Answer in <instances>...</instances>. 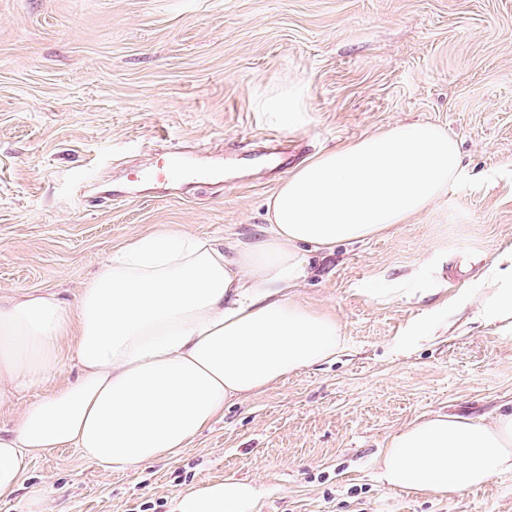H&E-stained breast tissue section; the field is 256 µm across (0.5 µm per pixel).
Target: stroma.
Instances as JSON below:
<instances>
[{
	"mask_svg": "<svg viewBox=\"0 0 512 512\" xmlns=\"http://www.w3.org/2000/svg\"><path fill=\"white\" fill-rule=\"evenodd\" d=\"M305 91L292 129L261 101ZM428 121L467 176L410 223L308 252L298 292L332 308L334 361L230 404L172 461L111 474L77 449L27 458L0 512H173L190 488L261 486L260 512H512V475L451 499L377 485L369 462L432 412L512 408V327L436 306L477 302L512 244V0H0V295L75 304L133 236L261 237L288 168L343 142ZM287 135L290 160L247 157ZM207 145L209 180L128 181L156 150ZM430 314L433 336L408 339Z\"/></svg>",
	"mask_w": 512,
	"mask_h": 512,
	"instance_id": "stroma-1",
	"label": "stroma"
}]
</instances>
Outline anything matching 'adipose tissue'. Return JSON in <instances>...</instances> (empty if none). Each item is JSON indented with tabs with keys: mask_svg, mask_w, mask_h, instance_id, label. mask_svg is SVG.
Returning <instances> with one entry per match:
<instances>
[{
	"mask_svg": "<svg viewBox=\"0 0 512 512\" xmlns=\"http://www.w3.org/2000/svg\"><path fill=\"white\" fill-rule=\"evenodd\" d=\"M466 174L456 140L412 121L342 143L290 172L267 201L265 236L221 245L176 230L130 238L75 307L50 292L0 297V403L46 383L59 354L72 382L33 398L0 432V499L28 456L77 449L102 472L177 456L236 401L334 359V313L296 291L303 246L377 237L427 210ZM478 315L512 319V245L491 268ZM375 481L417 498L458 497L512 474V412L491 422L448 413L396 430L371 461ZM246 481L183 493L176 512H259Z\"/></svg>",
	"mask_w": 512,
	"mask_h": 512,
	"instance_id": "ef3b65f1",
	"label": "adipose tissue"
}]
</instances>
